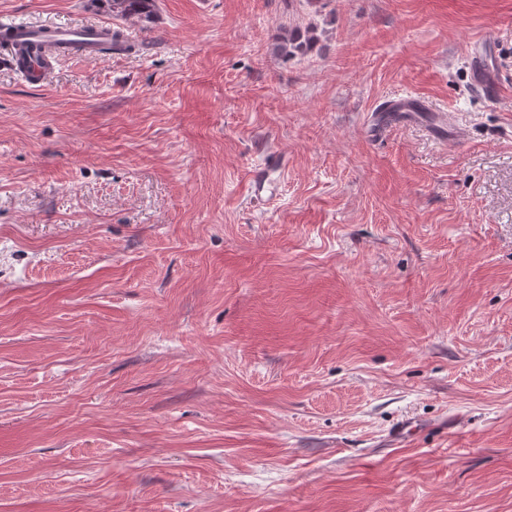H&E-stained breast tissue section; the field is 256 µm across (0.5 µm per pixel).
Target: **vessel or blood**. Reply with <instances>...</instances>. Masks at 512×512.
<instances>
[{
	"label": "vessel or blood",
	"instance_id": "1",
	"mask_svg": "<svg viewBox=\"0 0 512 512\" xmlns=\"http://www.w3.org/2000/svg\"><path fill=\"white\" fill-rule=\"evenodd\" d=\"M112 31L104 25L66 24L46 25L22 23L0 28V43L9 52V61L17 67L23 77L30 81L44 80L48 74L51 58L61 55L91 57L98 55L109 40ZM472 85L484 98L495 101L503 97L507 89L496 72L480 57H472ZM373 131H381L387 124L397 119H413L447 132L449 139L459 141L463 132L452 127L446 113L427 112L424 102L417 97H404L391 100L380 106L375 115ZM285 157L281 153H269L262 167L250 174L249 188L254 195H261L271 173L281 170Z\"/></svg>",
	"mask_w": 512,
	"mask_h": 512
}]
</instances>
